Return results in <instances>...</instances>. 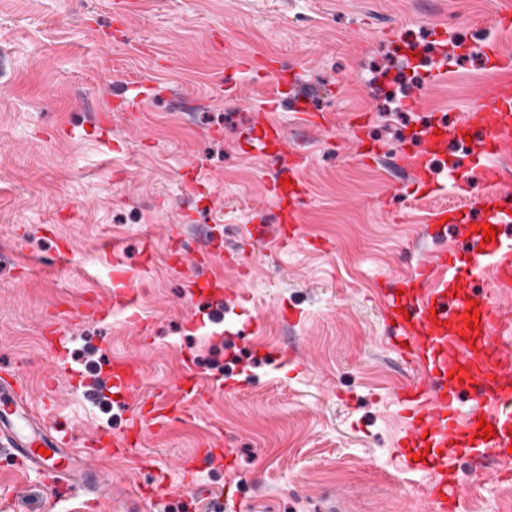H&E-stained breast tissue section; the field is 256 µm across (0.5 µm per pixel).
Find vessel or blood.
Listing matches in <instances>:
<instances>
[{
    "label": "vessel or blood",
    "instance_id": "1",
    "mask_svg": "<svg viewBox=\"0 0 512 512\" xmlns=\"http://www.w3.org/2000/svg\"><path fill=\"white\" fill-rule=\"evenodd\" d=\"M494 68L485 90L489 108L468 110L453 126L428 134L421 154L405 158L409 187L428 189V157L470 131L474 137L468 151L457 157V169H477L480 180L491 187L493 200H512V176L496 163L498 157L512 154V78L507 75L512 66L501 60ZM485 221L497 229L489 241L471 232L468 219L453 221V228L470 237L467 251L419 254L404 280L409 295L392 294L383 300L386 319L397 323L392 348L417 370L415 378L394 393L403 418L396 455L404 471L425 479L424 512H466V482H480L489 474L499 481L512 480V308L496 299L512 290V238L502 233L512 225V211H491ZM301 222L300 207L283 211L279 239L298 237ZM113 279L115 298L129 308V322L139 324L132 275L117 268ZM486 279L492 290L475 292L474 282ZM106 371L123 399L137 395L142 377L135 364L114 361ZM181 377L191 380V388H177L136 407L130 430L119 438L99 436L89 454L69 448L58 429L27 412L28 389L17 370L0 372V450L20 458L38 476L52 475L61 485L74 477L84 492L105 495L96 458L127 454L143 431L188 418L190 408L212 387L211 381L192 379L187 371ZM482 419L494 429V438H479ZM463 457L473 464L465 480L457 468Z\"/></svg>",
    "mask_w": 512,
    "mask_h": 512
}]
</instances>
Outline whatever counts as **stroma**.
Listing matches in <instances>:
<instances>
[{"mask_svg":"<svg viewBox=\"0 0 512 512\" xmlns=\"http://www.w3.org/2000/svg\"><path fill=\"white\" fill-rule=\"evenodd\" d=\"M494 9L493 0H0V363L19 367L46 424L68 419L76 448L101 429L121 435L131 410L89 396L85 345L100 363L137 364L142 400L168 391L188 364L236 387L146 433L133 455L98 462L118 495L162 480L144 512H208L212 494L224 512H422L421 477L393 455L401 420L391 391L412 369L387 342L382 292L418 251L467 243L423 233L455 194L413 199L394 158L419 144L420 128L482 103L486 43L512 60V30L494 27ZM243 54L255 67L235 68ZM411 58L422 63V105L400 112L373 83ZM319 113L322 128L297 126ZM270 120L309 151L298 172L303 238H272L257 253L253 226L278 224L266 181L287 165L250 147ZM361 144L383 157L361 160ZM192 163L204 186L196 193L183 187ZM211 224L223 255L180 264L176 253L196 250ZM116 263L134 276L147 333L118 304L105 316L79 312L111 292ZM215 276L218 323L213 303L193 294ZM284 307L300 311L296 324ZM49 328L70 337L55 356ZM292 345L306 372L284 359ZM224 437L232 457L204 459L195 474L207 496L186 494L177 463ZM142 454L149 469L137 464ZM467 497L468 512H512V482L490 478ZM77 507L124 512L119 499L80 504L0 455V512Z\"/></svg>","mask_w":512,"mask_h":512,"instance_id":"obj_1","label":"stroma"}]
</instances>
